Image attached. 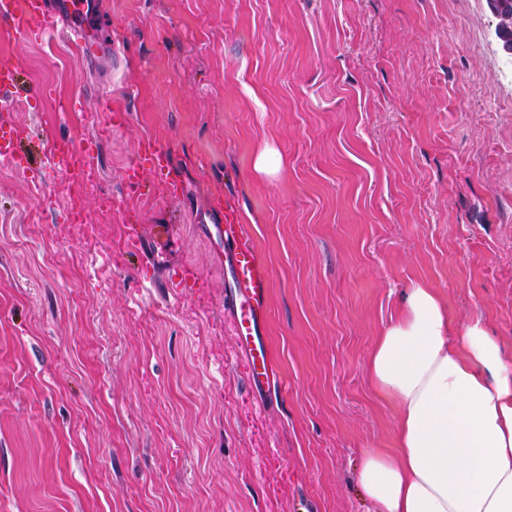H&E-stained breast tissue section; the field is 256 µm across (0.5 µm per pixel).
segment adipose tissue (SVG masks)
I'll use <instances>...</instances> for the list:
<instances>
[{"label": "adipose tissue", "instance_id": "1", "mask_svg": "<svg viewBox=\"0 0 512 512\" xmlns=\"http://www.w3.org/2000/svg\"><path fill=\"white\" fill-rule=\"evenodd\" d=\"M366 367L400 406L396 452H364L357 473L375 512H512V362L482 317L455 329L412 286Z\"/></svg>", "mask_w": 512, "mask_h": 512}]
</instances>
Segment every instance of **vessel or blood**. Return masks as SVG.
Instances as JSON below:
<instances>
[{
    "label": "vessel or blood",
    "mask_w": 512,
    "mask_h": 512,
    "mask_svg": "<svg viewBox=\"0 0 512 512\" xmlns=\"http://www.w3.org/2000/svg\"><path fill=\"white\" fill-rule=\"evenodd\" d=\"M89 14L88 0H0V19L8 23L7 28L0 30V40L18 42L34 28L62 33L88 60L95 61L110 55L112 46L102 41L93 47L86 44L79 20ZM16 74L15 65H0L2 108H10L13 104L12 87ZM46 147L51 163L63 171L69 180L82 178L91 163L89 153L74 152L66 141L51 139ZM152 167L158 183L170 192L179 191V174L171 165L167 152L155 150ZM219 219L215 230L224 238V264L233 273L236 283V291L228 302L236 310L237 340L241 351L252 364L251 381L259 387L273 376L276 364V355L264 337L269 273L248 236L239 208L233 203H225Z\"/></svg>",
    "instance_id": "obj_1"
}]
</instances>
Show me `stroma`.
<instances>
[{
  "instance_id": "35a3bbf8",
  "label": "stroma",
  "mask_w": 512,
  "mask_h": 512,
  "mask_svg": "<svg viewBox=\"0 0 512 512\" xmlns=\"http://www.w3.org/2000/svg\"><path fill=\"white\" fill-rule=\"evenodd\" d=\"M96 2L117 54L5 51L0 512H373L357 471L399 409L366 355L408 288L512 359V66L486 0ZM56 135L92 150L82 182L45 169ZM225 199L270 275L262 387L208 238ZM17 67L2 63L0 67V100L1 110L9 109L13 105L11 88L14 86ZM152 167L154 179L164 185L171 193L176 194L180 189V179L177 170L171 165L167 152L157 149L153 153Z\"/></svg>"
}]
</instances>
